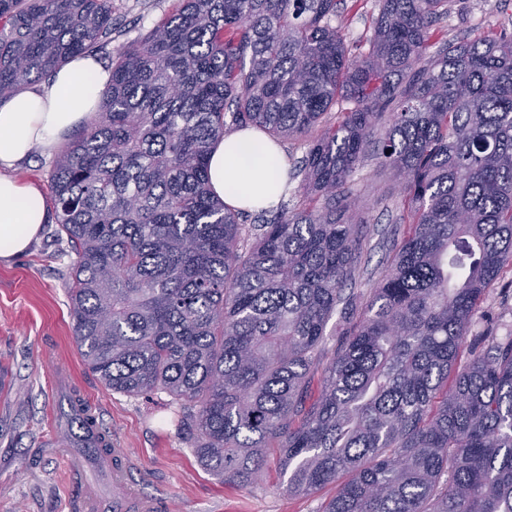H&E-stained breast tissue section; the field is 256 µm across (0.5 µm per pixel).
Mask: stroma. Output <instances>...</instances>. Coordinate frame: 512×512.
<instances>
[{"label": "stroma", "mask_w": 512, "mask_h": 512, "mask_svg": "<svg viewBox=\"0 0 512 512\" xmlns=\"http://www.w3.org/2000/svg\"><path fill=\"white\" fill-rule=\"evenodd\" d=\"M178 0H112L122 32L120 49L173 12ZM345 43L351 55L364 49L378 0H339ZM512 33V0H448V15L434 27L432 45L490 30ZM375 160L355 175L354 190L369 221L356 292L369 293L380 278L404 197ZM48 222L28 251L0 262V512H76L82 477L68 462L84 457L67 440L68 423L58 407L70 392L90 401L94 415L133 461L131 480L164 501L166 512H323L334 487L291 494L282 485L276 456H269L253 483L222 482L198 462L179 428L167 393L130 396L108 390L85 364L74 339L70 259ZM471 335L512 334V271L504 270L476 309Z\"/></svg>", "instance_id": "stroma-1"}]
</instances>
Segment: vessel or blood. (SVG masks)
Returning a JSON list of instances; mask_svg holds the SVG:
<instances>
[{
    "mask_svg": "<svg viewBox=\"0 0 512 512\" xmlns=\"http://www.w3.org/2000/svg\"><path fill=\"white\" fill-rule=\"evenodd\" d=\"M98 460L112 471V496L103 498L93 491L81 496V512H163L160 499L147 497L128 482L131 463L121 449L98 452Z\"/></svg>",
    "mask_w": 512,
    "mask_h": 512,
    "instance_id": "vessel-or-blood-1",
    "label": "vessel or blood"
}]
</instances>
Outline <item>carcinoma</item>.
I'll list each match as a JSON object with an SVG mask.
<instances>
[{
    "label": "carcinoma",
    "instance_id": "1",
    "mask_svg": "<svg viewBox=\"0 0 512 512\" xmlns=\"http://www.w3.org/2000/svg\"><path fill=\"white\" fill-rule=\"evenodd\" d=\"M379 3L358 59L337 0H181L116 53L100 117L48 172L74 336L106 388L166 392L229 483L274 443L286 491L343 479L323 512H512V336L466 344L512 268V34L431 52L448 0ZM118 32L112 0H0V99ZM250 126L306 142V204L283 193L248 224L208 156ZM368 155L409 211L363 303L345 286Z\"/></svg>",
    "mask_w": 512,
    "mask_h": 512
}]
</instances>
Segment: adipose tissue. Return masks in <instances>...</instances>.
I'll list each match as a JSON object with an SVG mask.
<instances>
[{
  "label": "adipose tissue",
  "instance_id": "ef3b65f1",
  "mask_svg": "<svg viewBox=\"0 0 512 512\" xmlns=\"http://www.w3.org/2000/svg\"><path fill=\"white\" fill-rule=\"evenodd\" d=\"M107 79L97 60L79 56L46 81L0 102V259L23 254L49 221L41 187L11 175V168L34 147L52 152L64 135L98 112ZM287 170L280 146L251 128L225 136L209 161L215 196L235 209L275 202Z\"/></svg>",
  "mask_w": 512,
  "mask_h": 512
}]
</instances>
